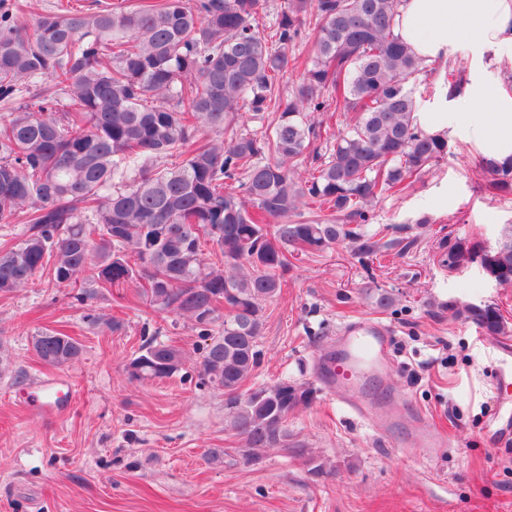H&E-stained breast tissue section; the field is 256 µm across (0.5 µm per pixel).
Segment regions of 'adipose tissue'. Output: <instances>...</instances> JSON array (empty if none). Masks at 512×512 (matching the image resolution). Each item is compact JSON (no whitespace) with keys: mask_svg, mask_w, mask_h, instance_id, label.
I'll return each instance as SVG.
<instances>
[{"mask_svg":"<svg viewBox=\"0 0 512 512\" xmlns=\"http://www.w3.org/2000/svg\"><path fill=\"white\" fill-rule=\"evenodd\" d=\"M396 33L430 64L447 60L458 36L512 49V0H402Z\"/></svg>","mask_w":512,"mask_h":512,"instance_id":"adipose-tissue-1","label":"adipose tissue"}]
</instances>
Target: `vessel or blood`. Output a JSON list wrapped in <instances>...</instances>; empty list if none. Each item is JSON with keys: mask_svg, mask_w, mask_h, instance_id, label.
I'll return each instance as SVG.
<instances>
[{"mask_svg": "<svg viewBox=\"0 0 512 512\" xmlns=\"http://www.w3.org/2000/svg\"><path fill=\"white\" fill-rule=\"evenodd\" d=\"M388 331L371 321L352 324L336 343V356L324 365L327 387L339 394L364 390L371 380L383 377L389 361ZM443 435L424 424L408 428L406 443L414 448H438Z\"/></svg>", "mask_w": 512, "mask_h": 512, "instance_id": "obj_1", "label": "vessel or blood"}]
</instances>
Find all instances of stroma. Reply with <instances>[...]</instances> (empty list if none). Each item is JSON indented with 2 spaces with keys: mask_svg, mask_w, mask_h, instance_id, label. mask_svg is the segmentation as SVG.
Wrapping results in <instances>:
<instances>
[{
  "mask_svg": "<svg viewBox=\"0 0 512 512\" xmlns=\"http://www.w3.org/2000/svg\"><path fill=\"white\" fill-rule=\"evenodd\" d=\"M456 54L464 66L419 76L437 89L419 110L442 121L448 154L375 204L376 223L388 227L376 253L341 245L298 256L265 307L262 360L248 384L285 379L310 390L309 407L288 417L308 458L269 448L243 463L223 392L200 382L196 329L155 311L138 285L96 288L84 307L43 275L0 295V512H512V439L492 426L496 369L512 354V286L476 263L451 271L439 262L446 243L493 249L512 229V194L495 190L477 163L494 148L499 115L448 92L453 78L507 84L512 58L466 41ZM380 291L395 299L385 312L373 299ZM488 305L504 335L469 318L468 307ZM90 308L120 330L86 320ZM355 321L390 331L392 363L373 386L381 415L409 423L423 414L443 447L429 453L406 447L402 432L383 436L322 384L317 362ZM41 329L69 332L80 358L45 365L32 347ZM151 334L182 347L188 362L163 381H129L126 366ZM47 380L61 397L52 417L41 408ZM313 461L322 474L310 473Z\"/></svg>",
  "mask_w": 512,
  "mask_h": 512,
  "instance_id": "35a3bbf8",
  "label": "stroma"
}]
</instances>
